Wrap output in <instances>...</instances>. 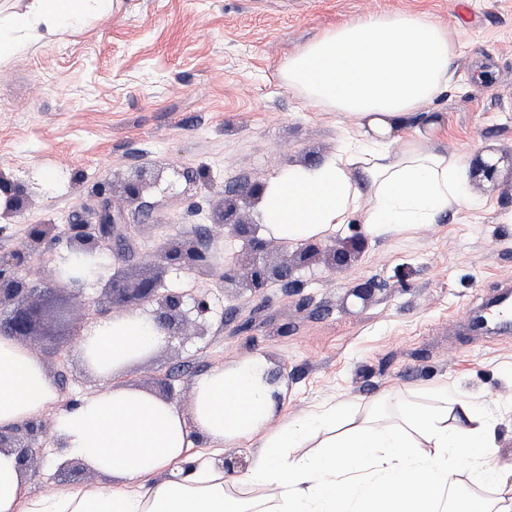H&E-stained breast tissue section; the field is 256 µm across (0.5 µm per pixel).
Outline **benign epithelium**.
I'll return each instance as SVG.
<instances>
[{
    "label": "benign epithelium",
    "instance_id": "1",
    "mask_svg": "<svg viewBox=\"0 0 512 512\" xmlns=\"http://www.w3.org/2000/svg\"><path fill=\"white\" fill-rule=\"evenodd\" d=\"M508 162L512 168V155L499 156L493 163L477 156L473 174L481 180L495 181L500 164ZM165 171L138 170L122 185L121 197L127 207L142 202L164 180ZM265 185L245 184L232 195L222 196V209L215 224L222 235L241 242L237 254L217 262L212 251L176 233L164 241L147 262V268L135 277L118 272L107 274L104 264H95L96 281L102 285L100 296L84 303L72 314L50 296V289L40 288L37 282L21 275L29 267L31 256L45 246L64 240L69 251L90 260L102 259L114 249V243L126 237L124 212L114 210L107 201L100 209L89 212V218L69 224L63 230L56 224H35L29 229L22 245L7 254L0 253V336L16 341L37 336H54L56 350L68 353L78 347L80 336L87 325L114 314H127L151 309V321L167 338L182 336L189 327L206 328L211 313L207 295L162 287L165 269L175 267L188 273H219L226 284H237L254 293L265 290L274 281L297 284L295 272L319 263L333 269L346 265L351 256L360 252L365 240L352 235L336 244L310 241L300 246L267 239L261 235V226L240 216V211L256 206ZM27 204L24 189L5 179H0V217L17 216ZM282 255L277 262L272 253ZM55 281L80 293L86 280L58 268L54 269ZM193 300L192 311L185 309V298ZM47 440V427L42 422L29 421L9 428H0V450L17 454L23 472H28L41 457V448Z\"/></svg>",
    "mask_w": 512,
    "mask_h": 512
}]
</instances>
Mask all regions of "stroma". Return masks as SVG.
<instances>
[{"label": "stroma", "mask_w": 512, "mask_h": 512, "mask_svg": "<svg viewBox=\"0 0 512 512\" xmlns=\"http://www.w3.org/2000/svg\"><path fill=\"white\" fill-rule=\"evenodd\" d=\"M411 12L447 24L458 44L452 82L409 119L443 114L437 142L477 156L512 153V0H115L110 17L0 60V174L20 183L28 209L0 230V252L34 224H69L98 208L97 184L136 168L173 172L171 186L127 210L130 229L108 265L136 274L171 230L229 256L237 241L211 221L220 191L271 181L285 167L321 160L353 132L349 118L305 104L282 66L304 43L343 21ZM203 167L217 191L179 172ZM477 210L446 212L431 231L368 240L350 265L299 272L300 287L251 293L219 276L170 269L163 285L208 293L205 335L162 345L116 382L153 394L173 376L188 406L194 381L246 357L265 359L284 384L288 417L349 401L357 417L381 395L422 405L431 391L472 397L489 410L512 401V333H470L473 312L512 279V173L501 170ZM377 280L369 302L349 293ZM58 386L53 411L100 390L78 352L26 341Z\"/></svg>", "instance_id": "1"}]
</instances>
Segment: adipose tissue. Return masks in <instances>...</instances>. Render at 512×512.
I'll list each match as a JSON object with an SVG mask.
<instances>
[{"label":"adipose tissue","mask_w":512,"mask_h":512,"mask_svg":"<svg viewBox=\"0 0 512 512\" xmlns=\"http://www.w3.org/2000/svg\"><path fill=\"white\" fill-rule=\"evenodd\" d=\"M113 0H30L0 18V59L106 18ZM455 41L448 27L416 13H369L346 21L289 56L282 73L312 105L349 117L358 137L322 161L291 166L265 187L264 236L299 245L324 239L361 216L374 239L428 230L446 211L475 205L469 158L434 143L433 125L405 134L421 106L450 79ZM150 318L136 312L92 323L80 350L103 388L51 419L62 448L49 473L73 457L105 482L29 491L16 456L0 451V512H473L449 500L448 480L469 471L498 487L491 512H512V482L497 461L499 416L475 400L401 404L394 418L364 417L342 430L351 406L326 403L272 426L279 403L268 366L250 358L197 378L188 408L113 384L115 374L162 346ZM57 387L41 358L0 336V428L43 415ZM317 440L320 451L300 454ZM250 449L230 491L223 455Z\"/></svg>","instance_id":"ef3b65f1"}]
</instances>
